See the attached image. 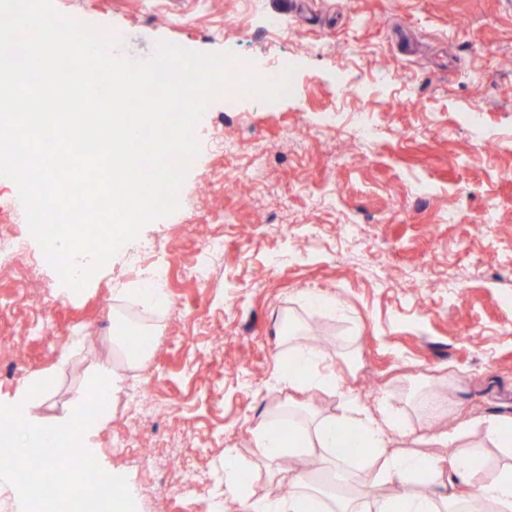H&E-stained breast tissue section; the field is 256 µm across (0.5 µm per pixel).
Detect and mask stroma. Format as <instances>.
Here are the masks:
<instances>
[{
  "label": "stroma",
  "mask_w": 512,
  "mask_h": 512,
  "mask_svg": "<svg viewBox=\"0 0 512 512\" xmlns=\"http://www.w3.org/2000/svg\"><path fill=\"white\" fill-rule=\"evenodd\" d=\"M62 14L122 40L118 56L158 42L231 51L261 71L295 59L276 102L216 98L179 209L145 225L90 277L65 290L43 263L36 283L0 271V400L37 373L50 388L35 415L57 425L86 397L99 365L119 375L112 418L93 438L101 468L125 476L135 512H209L224 487V451L249 462L264 495L275 463L251 430L289 391L275 373L283 315L324 329L322 352L368 405L408 408L415 384H445L449 430L512 416V0H53ZM288 26L264 33L268 15ZM389 84L375 80L378 71ZM365 113L376 139H357ZM218 235L223 248H198ZM159 240L169 305L126 291ZM206 265L197 282L188 265ZM336 299L310 309L305 297ZM49 324H42V315ZM148 332L142 362L113 353L114 316ZM62 346L46 352V337ZM193 490L176 496L171 449Z\"/></svg>",
  "instance_id": "obj_1"
}]
</instances>
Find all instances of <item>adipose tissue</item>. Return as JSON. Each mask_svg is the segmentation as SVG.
Instances as JSON below:
<instances>
[{
    "instance_id": "adipose-tissue-1",
    "label": "adipose tissue",
    "mask_w": 512,
    "mask_h": 512,
    "mask_svg": "<svg viewBox=\"0 0 512 512\" xmlns=\"http://www.w3.org/2000/svg\"><path fill=\"white\" fill-rule=\"evenodd\" d=\"M287 354L292 367L279 379L289 389L341 392L335 372L320 371L321 352L292 336ZM288 420L283 434L276 415L265 416L253 429V443L264 460L299 459L288 471L290 494L252 498L249 473L229 448L221 492L226 512H512V461L488 460L489 448L512 447V417L473 418L448 432L420 435L400 413L350 395L340 414L303 418L292 411ZM347 434L356 442L343 455L338 448ZM426 444L448 453H425ZM386 485L394 494H382Z\"/></svg>"
}]
</instances>
